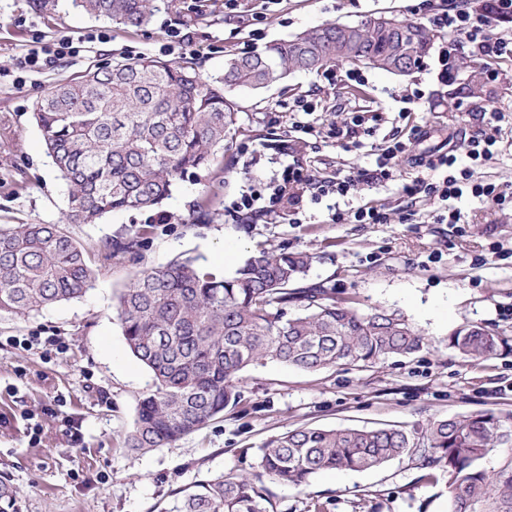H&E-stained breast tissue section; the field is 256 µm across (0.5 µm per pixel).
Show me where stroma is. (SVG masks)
Listing matches in <instances>:
<instances>
[{"mask_svg": "<svg viewBox=\"0 0 512 512\" xmlns=\"http://www.w3.org/2000/svg\"><path fill=\"white\" fill-rule=\"evenodd\" d=\"M447 0H206L201 9L180 0V19L159 10L143 28L95 19L71 0H0V224H60L68 190L46 153L33 106L56 82L126 56L194 62L206 76L224 68L229 53L262 49L325 23H356L392 15L427 23ZM190 31L191 41L179 34ZM85 37L78 56L35 70L21 86L7 70L29 50L63 38ZM453 47L452 77L438 62ZM469 48L435 34L423 65L408 76L350 67L297 72L271 89L240 90L236 133L224 147L223 182L203 204L208 174L177 182L161 205L171 220L119 210L97 224H73L72 236L91 247L126 235L130 252L104 262L92 257L96 277L78 299L22 317H0V474L18 491L19 512H161L175 490L221 474L264 486L274 512H448L445 479L422 481L411 457L355 472L329 471L295 488L272 482L255 455L272 436L299 427L410 426L432 418L479 411L512 414V203L478 198L441 201L403 192L415 178L438 179L427 169L441 146L462 145L484 129L486 112H503L495 155L473 164L475 180L512 185V58L495 61L500 78L489 98L458 95L467 79ZM310 101L314 112H300ZM373 116L372 129L346 138L336 131L352 112ZM312 133L297 131V123ZM399 135L407 151L393 181L359 184L348 196L303 195L299 221L287 207L267 214L236 210L245 195H267L270 181L295 162L315 179L339 178L370 167L374 148ZM374 206L384 224H335V210ZM458 208V224L438 223ZM306 250L313 262L306 284L320 285L359 312L401 314L427 340L408 356L368 366L316 372L276 362L244 371L241 401L199 431L142 453L124 446L137 405L151 383L149 370L128 349L114 310L115 296L136 273L179 256L198 258L230 275L260 252ZM477 325L504 344L481 360L462 358L453 332ZM29 336L61 337L63 350L20 346Z\"/></svg>", "mask_w": 512, "mask_h": 512, "instance_id": "obj_1", "label": "stroma"}]
</instances>
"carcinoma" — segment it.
Listing matches in <instances>:
<instances>
[{
	"instance_id": "obj_1",
	"label": "carcinoma",
	"mask_w": 512,
	"mask_h": 512,
	"mask_svg": "<svg viewBox=\"0 0 512 512\" xmlns=\"http://www.w3.org/2000/svg\"><path fill=\"white\" fill-rule=\"evenodd\" d=\"M84 13L125 28L148 25L156 0H72ZM432 38L421 25L379 15L304 30L249 54L224 58L203 77L194 63L152 56L88 68L52 86L34 106L47 154L68 188L63 224L0 228V317L23 315L85 295L95 278L86 247L68 224H96L115 210L152 211L189 173L224 170L219 151L235 133L236 89L262 92L294 72L346 64L396 76L419 68ZM137 245H100L108 257ZM312 256L267 251L231 276L192 257L145 268L116 297L131 353L152 374L126 447L152 451L237 405L239 375L261 361L304 371L368 365L420 351L425 338L404 318L361 314L302 285ZM296 312L287 315L288 306ZM450 344L465 358L495 354L502 338L460 329ZM512 448V415L431 419L410 427L300 428L259 449L273 481L297 488L333 470L366 471L403 455L447 478L450 512H512V466L489 474L482 460ZM264 487L243 476L200 480L173 493L164 512H270ZM0 512H18L17 491L0 479Z\"/></svg>"
}]
</instances>
